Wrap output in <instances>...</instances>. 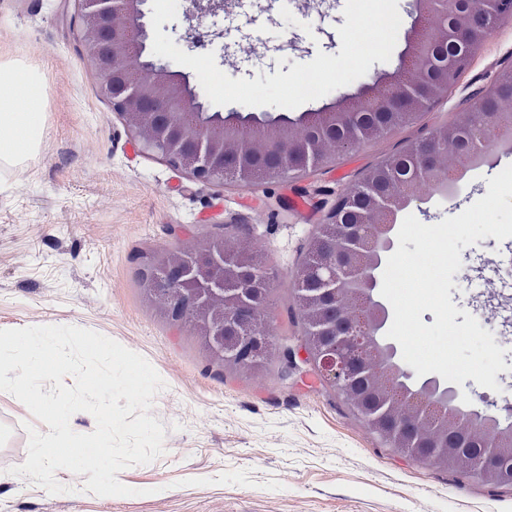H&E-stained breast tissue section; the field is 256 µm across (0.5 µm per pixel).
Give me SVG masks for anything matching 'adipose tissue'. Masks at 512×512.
Instances as JSON below:
<instances>
[{"instance_id":"adipose-tissue-1","label":"adipose tissue","mask_w":512,"mask_h":512,"mask_svg":"<svg viewBox=\"0 0 512 512\" xmlns=\"http://www.w3.org/2000/svg\"><path fill=\"white\" fill-rule=\"evenodd\" d=\"M44 78L33 70L13 76L0 65V168L23 164L39 150L46 125Z\"/></svg>"}]
</instances>
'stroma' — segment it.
I'll return each mask as SVG.
<instances>
[{
    "label": "stroma",
    "instance_id": "1",
    "mask_svg": "<svg viewBox=\"0 0 512 512\" xmlns=\"http://www.w3.org/2000/svg\"><path fill=\"white\" fill-rule=\"evenodd\" d=\"M346 0H235L209 19L213 53L231 78L289 72L317 53L338 54ZM415 0H397L401 25L391 57L299 116L341 104L399 70L412 41ZM71 0H0V61L45 77L46 138L40 154L0 176V330L75 326L143 356L164 387L150 414L164 451L118 472L129 496H99L85 475L60 470L62 494L13 474L29 430L45 423L0 391V512H512V490L384 447L347 402L306 363L282 373L275 353L240 369L214 359L203 337L172 321L146 292L172 251L239 226L249 253L278 277L267 308L276 342L297 335L288 310L293 275L339 193L367 168L429 130L455 122L468 99L512 66V19L498 21L447 98L409 124L366 141L301 178L257 186L199 182L143 150L111 104L76 38ZM512 165V143L488 146L458 190L431 195L407 214L426 225L458 215ZM451 300L456 323L472 315L501 337L512 332V238L462 249Z\"/></svg>",
    "mask_w": 512,
    "mask_h": 512
}]
</instances>
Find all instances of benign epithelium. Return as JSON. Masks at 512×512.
I'll use <instances>...</instances> for the list:
<instances>
[{
    "label": "benign epithelium",
    "instance_id": "1",
    "mask_svg": "<svg viewBox=\"0 0 512 512\" xmlns=\"http://www.w3.org/2000/svg\"><path fill=\"white\" fill-rule=\"evenodd\" d=\"M146 0H74L73 26L85 56L99 76V92L125 122L145 150L186 171L199 181H224L229 176L247 180L251 164L240 161V146L249 130L273 129L264 138L267 152L289 163L267 169L266 178L302 175L310 165L336 155V142L321 151L303 138L288 135L290 122L253 120L249 125L211 112L183 75H174L162 61L146 60L143 72L127 66L146 49L143 22ZM417 20L415 44L408 65L395 76L386 91L364 103L407 122L430 109L447 95V83L455 80L469 62L468 54L488 34L492 22L512 15V0H424ZM224 0H190L186 19L217 17ZM450 30L454 44L467 56L436 84L427 77L428 57L422 47L441 30ZM359 112H337L322 107L304 115L301 123L317 128L352 126ZM505 133L498 113L481 112L471 127V139L463 148L454 146L448 128L435 130L418 142L422 176L403 181L395 194L375 193L363 183L339 197L328 210L321 227H331L336 237L311 240L318 259L304 273L319 287L298 288L304 307L298 315L306 330L291 344L279 347L283 364L302 360L313 366L322 381L343 396L354 415L368 425L394 451L432 467L448 466V437L460 425L482 431L479 449L463 455L466 467L480 479L499 473L502 449L512 457V428L497 426V416L487 410L497 403L482 400L484 410L451 411L454 397L437 387L411 392L404 380L410 374L394 361V353L381 341L386 309L373 293L374 271L382 254L392 250L388 233L394 229L397 210L424 201L423 190L448 187L455 168L448 160L472 159L495 137ZM368 195L377 224H343L341 217L359 193ZM243 254L228 257L224 239L214 238L189 248L171 251L148 286V294L171 315L192 323L209 343L213 356L226 366L250 368L260 364L273 343V332L264 308L253 310L239 287ZM265 286L275 280L272 269L259 262L247 264Z\"/></svg>",
    "mask_w": 512,
    "mask_h": 512
}]
</instances>
